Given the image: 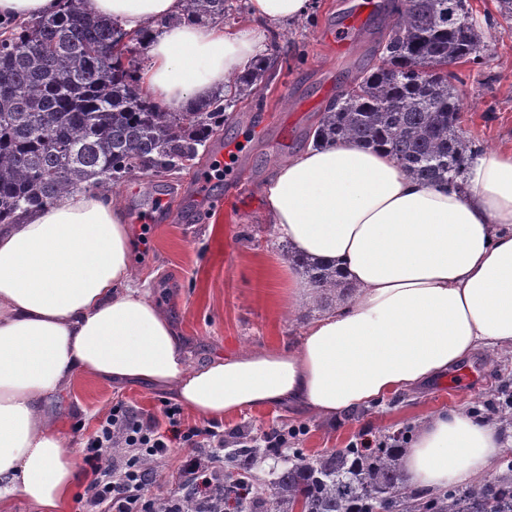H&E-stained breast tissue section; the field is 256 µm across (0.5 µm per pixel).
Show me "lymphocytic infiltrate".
Segmentation results:
<instances>
[{
	"label": "lymphocytic infiltrate",
	"mask_w": 512,
	"mask_h": 512,
	"mask_svg": "<svg viewBox=\"0 0 512 512\" xmlns=\"http://www.w3.org/2000/svg\"><path fill=\"white\" fill-rule=\"evenodd\" d=\"M175 444L188 448L185 475L193 499L204 500L211 487L224 479L223 469L216 465V450L224 445L219 423H186L180 408L170 404L158 416L113 404L86 442L84 464L94 479L89 494L77 499L80 512H155L153 477L144 462L166 455ZM116 447L125 449V456L105 465L106 452Z\"/></svg>",
	"instance_id": "f902f5d3"
}]
</instances>
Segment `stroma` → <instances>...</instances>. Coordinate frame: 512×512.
Returning a JSON list of instances; mask_svg holds the SVG:
<instances>
[{"label":"stroma","instance_id":"stroma-1","mask_svg":"<svg viewBox=\"0 0 512 512\" xmlns=\"http://www.w3.org/2000/svg\"><path fill=\"white\" fill-rule=\"evenodd\" d=\"M350 0H314L309 17L281 27V61L262 91L228 113L212 141L190 169L172 180L165 207L149 197L150 178L133 172L119 188L121 207L133 237V268L147 280L153 301L168 313L198 365L218 356L268 351L297 343L305 324L335 302V294L314 300L295 296L293 267L264 214L262 188L280 165L311 143L321 111L366 65L377 38L373 20L344 30ZM486 30L489 51L483 65L459 63L464 80L461 129L478 149L495 151L512 141V33L504 31L496 0H471ZM343 37L344 51L334 40ZM240 151L226 157L224 145ZM512 396V348L473 356L431 383L383 402L325 420L284 406L249 409L225 416V450L233 431L260 435L277 425L300 428L293 448L312 458L327 448H345L360 433L381 439L403 429L418 431L436 414L462 409L494 422L493 408ZM166 398L141 384L113 386L76 377L52 405V418L75 456L113 403L143 413L158 412ZM187 451L170 448L154 460L159 498L187 491L181 469Z\"/></svg>","mask_w":512,"mask_h":512}]
</instances>
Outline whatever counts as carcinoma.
Listing matches in <instances>:
<instances>
[{
    "label": "carcinoma",
    "mask_w": 512,
    "mask_h": 512,
    "mask_svg": "<svg viewBox=\"0 0 512 512\" xmlns=\"http://www.w3.org/2000/svg\"><path fill=\"white\" fill-rule=\"evenodd\" d=\"M452 0H391L392 24L376 41L379 58L321 112L316 143L356 140L390 152L418 180L453 185L474 152L460 128L463 92L448 66L480 65L486 51L479 23L454 24ZM188 15L223 21L228 0H184ZM142 37L89 16L84 0H60L58 11L0 34V224H17L93 186L115 192L126 174L161 176L195 161L224 125L227 109L254 95L277 56L234 78L232 98L215 97L192 112H167L144 96L127 54ZM109 46L100 61L91 50ZM317 292L337 290L336 271L292 257ZM409 430L380 448H330L307 459L297 451L270 493L229 467L196 512H512L509 475L480 487H455L424 501L404 483ZM277 448H236L229 461L252 467Z\"/></svg>",
    "instance_id": "1"
}]
</instances>
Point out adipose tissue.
I'll return each mask as SVG.
<instances>
[{
    "instance_id": "ef3b65f1",
    "label": "adipose tissue",
    "mask_w": 512,
    "mask_h": 512,
    "mask_svg": "<svg viewBox=\"0 0 512 512\" xmlns=\"http://www.w3.org/2000/svg\"><path fill=\"white\" fill-rule=\"evenodd\" d=\"M131 33L152 29L138 85L167 111L220 89L265 49L272 27L312 0H248L233 29L182 20V0H85ZM275 233L333 266L343 300L297 346L190 366L173 320L133 278L124 211L74 192L0 226V504L63 512L76 478L50 406L75 376L143 383L203 418L285 405L331 418L444 376L481 351L512 347V147L470 161L462 189L408 177L355 141L307 149L263 190ZM496 425L461 411L417 432L403 468L430 493L489 470Z\"/></svg>"
}]
</instances>
